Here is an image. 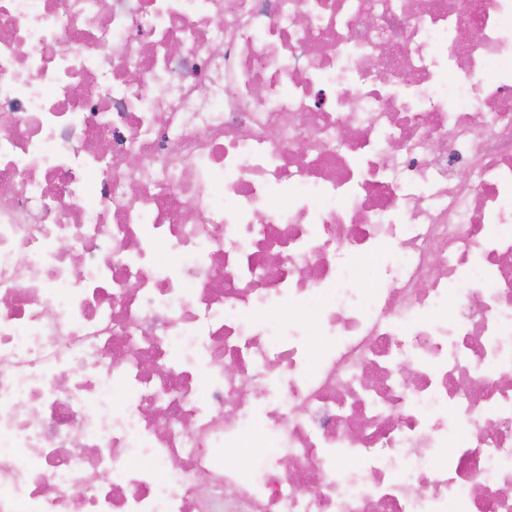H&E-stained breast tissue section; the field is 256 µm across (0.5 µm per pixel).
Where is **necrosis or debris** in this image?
<instances>
[{"instance_id": "4bbe7bcc", "label": "necrosis or debris", "mask_w": 512, "mask_h": 512, "mask_svg": "<svg viewBox=\"0 0 512 512\" xmlns=\"http://www.w3.org/2000/svg\"><path fill=\"white\" fill-rule=\"evenodd\" d=\"M0 512H512V0H0Z\"/></svg>"}]
</instances>
